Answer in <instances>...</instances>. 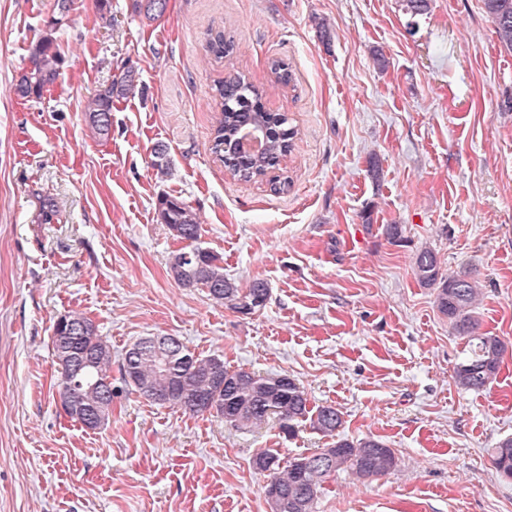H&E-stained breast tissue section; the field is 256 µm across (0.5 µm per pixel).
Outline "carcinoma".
Returning <instances> with one entry per match:
<instances>
[{
  "label": "carcinoma",
  "mask_w": 512,
  "mask_h": 512,
  "mask_svg": "<svg viewBox=\"0 0 512 512\" xmlns=\"http://www.w3.org/2000/svg\"><path fill=\"white\" fill-rule=\"evenodd\" d=\"M134 8L148 19L162 16L167 0H133ZM500 42L512 49V0H484ZM60 19L47 22L44 35L32 49V68L15 85L22 98L38 97L61 74L63 57L55 32ZM234 41L218 30L210 33L209 53L224 58L233 53ZM138 73L124 69L100 89L85 110L86 120L99 136L112 128L113 101L134 94ZM220 113L213 131L211 151L225 172L238 181L261 179L291 152L296 130L286 112H271L263 95L245 76L223 78L215 84ZM158 217L172 234L188 243L175 255L171 272L186 288L201 286L217 302L244 314L266 305L269 289L261 280L240 288L224 277L220 257L198 245L201 224L182 200L162 196ZM414 274L425 288L435 292L438 311L448 317L468 350L455 370V383L463 391H481L497 380L506 350L504 340L481 331L474 309L481 295L479 283L468 273L441 272L435 252L422 249ZM52 350L62 370L60 395L76 406L68 416L85 428L96 430L112 415V349L93 322L79 313L60 317L53 326ZM123 381L140 396L157 405L180 407L193 413H209L236 430L260 428L274 419L288 435L302 422L328 437L333 447L309 454L281 458L278 450L258 452L253 467L267 477L263 493L271 512H317L324 484L340 472L363 481L390 473L397 466L393 449L366 437L350 440L338 436L344 420L333 405H310L306 392L288 375L257 374L230 370L220 355L199 358L176 336H147L127 349L122 357ZM496 473L512 481V436L500 439L489 450Z\"/></svg>",
  "instance_id": "carcinoma-1"
}]
</instances>
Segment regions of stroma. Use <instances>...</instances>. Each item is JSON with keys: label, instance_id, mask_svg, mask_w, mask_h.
<instances>
[{"label": "stroma", "instance_id": "35a3bbf8", "mask_svg": "<svg viewBox=\"0 0 512 512\" xmlns=\"http://www.w3.org/2000/svg\"><path fill=\"white\" fill-rule=\"evenodd\" d=\"M54 12L55 0H0V512H269L256 452L330 447L306 423L290 437L274 421L239 431L125 389V350L156 335L288 375L342 412L343 435L394 450L388 475L326 483L318 512H512L488 456L512 435V51L483 0H429L418 15L407 0H167L154 21L132 0H73L59 80L20 98ZM218 28L237 46L220 61L205 48ZM125 68L141 89L115 100L98 137L85 105ZM228 72L297 131L284 191L232 179L210 150ZM164 194L197 214L225 276L267 283L264 309L244 315L173 279L184 243L157 216ZM425 248L482 289V328L507 345L490 390L454 382L466 343L414 275ZM72 312L111 343L121 389L96 430L60 405L51 336Z\"/></svg>", "mask_w": 512, "mask_h": 512}]
</instances>
